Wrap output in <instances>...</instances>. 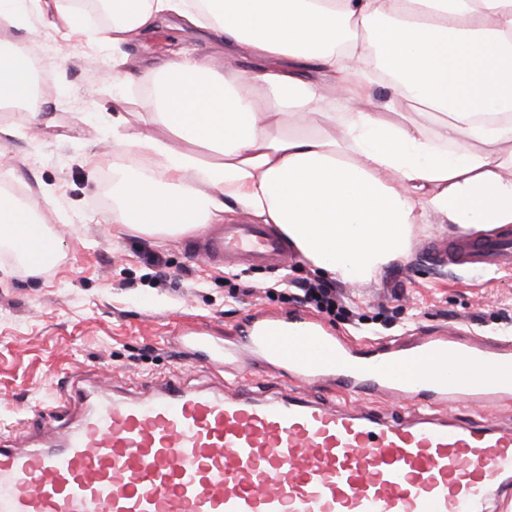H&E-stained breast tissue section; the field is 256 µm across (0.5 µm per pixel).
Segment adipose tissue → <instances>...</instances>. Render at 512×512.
<instances>
[{
	"instance_id": "1",
	"label": "adipose tissue",
	"mask_w": 512,
	"mask_h": 512,
	"mask_svg": "<svg viewBox=\"0 0 512 512\" xmlns=\"http://www.w3.org/2000/svg\"><path fill=\"white\" fill-rule=\"evenodd\" d=\"M113 48L161 17L251 49L267 66L219 72L184 52L146 75L145 106L163 136L112 117V223L174 238L237 207L286 235L345 284L405 257L434 218L460 234L512 224V0H101ZM72 25L63 0H0ZM390 80L375 101L371 70ZM341 102L328 111L324 96ZM24 47L0 42V107L26 103ZM436 117L427 133L419 117ZM210 161H203V154ZM61 240L35 211L0 195V246L38 275Z\"/></svg>"
}]
</instances>
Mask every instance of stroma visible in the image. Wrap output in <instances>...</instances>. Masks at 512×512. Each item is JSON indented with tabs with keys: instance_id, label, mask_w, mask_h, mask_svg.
<instances>
[{
	"instance_id": "obj_1",
	"label": "stroma",
	"mask_w": 512,
	"mask_h": 512,
	"mask_svg": "<svg viewBox=\"0 0 512 512\" xmlns=\"http://www.w3.org/2000/svg\"><path fill=\"white\" fill-rule=\"evenodd\" d=\"M0 39L25 45L39 62V114L0 111V183L25 189L61 252L41 275H28L0 247V444L43 448L50 431H64L87 405L97 385L134 398L171 382L221 391L232 377L183 352L187 328L201 324L224 337L256 312L291 316L304 312L292 281L317 273L301 256L288 270H233L191 259L177 238L148 237L110 223L112 115L124 113L132 132L150 126L140 81L170 49L224 59L238 70L256 67L245 49L225 53L224 44L203 37L174 17L161 21L150 40L123 47L130 79L97 81L112 68L114 52L98 34L54 28L38 17L0 30ZM447 224L416 228L407 257L368 282L340 285L355 321L322 316L339 336L372 342L448 330L512 337V273L437 267L421 255L432 239L455 237ZM256 398L291 394L326 396L327 388L287 384L276 373H246Z\"/></svg>"
}]
</instances>
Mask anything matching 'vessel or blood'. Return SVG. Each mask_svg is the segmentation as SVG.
<instances>
[{
	"label": "vessel or blood",
	"mask_w": 512,
	"mask_h": 512,
	"mask_svg": "<svg viewBox=\"0 0 512 512\" xmlns=\"http://www.w3.org/2000/svg\"><path fill=\"white\" fill-rule=\"evenodd\" d=\"M424 251L444 267L512 270V233ZM190 258L278 270L288 246L241 220L204 233ZM190 350L289 380L335 385L327 400L258 399L174 384L125 400L100 395L57 444L0 448V512H486L512 489V427L460 422L465 402L512 408V340L427 334L396 349L347 350L315 320L249 322L241 342L194 328ZM419 398L414 418L343 409L350 395ZM443 408L434 417L431 407Z\"/></svg>",
	"instance_id": "1"
}]
</instances>
